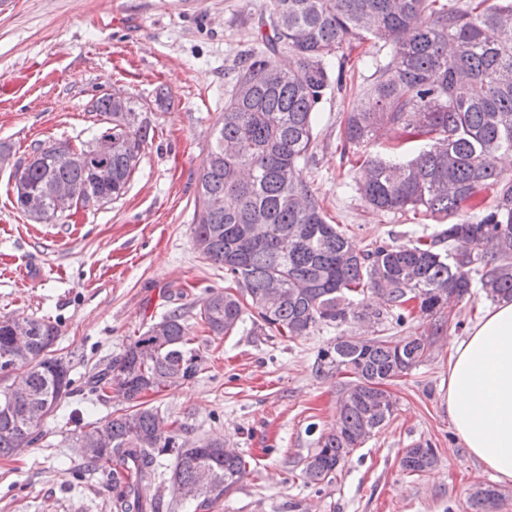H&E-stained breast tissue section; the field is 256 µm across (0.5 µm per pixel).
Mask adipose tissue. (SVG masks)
<instances>
[{
    "instance_id": "adipose-tissue-1",
    "label": "adipose tissue",
    "mask_w": 512,
    "mask_h": 512,
    "mask_svg": "<svg viewBox=\"0 0 512 512\" xmlns=\"http://www.w3.org/2000/svg\"><path fill=\"white\" fill-rule=\"evenodd\" d=\"M448 414L468 453L512 484V302L490 305L455 348Z\"/></svg>"
}]
</instances>
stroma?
Returning <instances> with one entry per match:
<instances>
[{
  "label": "stroma",
  "instance_id": "stroma-1",
  "mask_svg": "<svg viewBox=\"0 0 512 512\" xmlns=\"http://www.w3.org/2000/svg\"><path fill=\"white\" fill-rule=\"evenodd\" d=\"M268 0H0V84L25 85L0 101V143L15 160L34 146L88 140L101 122L92 102L119 89L148 107L154 136L121 199L36 224L18 209L11 169L0 171V315L49 319L53 345L72 385L29 447L0 458V512H111L112 481L77 444L86 426L127 412L121 397L95 400L88 375L120 354L151 319L184 307L203 357L199 374L145 396L180 440L221 439L246 456V475L211 512H472L470 495L493 477L455 433L446 401L451 346L488 306L481 292L453 303L463 323H446L429 355L396 378L390 420L349 455L330 483L304 484L301 471L320 434L336 422L345 373L317 370L321 347L357 335L360 316L382 309L366 294L343 328L290 339L240 325L208 332L196 314L224 272L193 245L196 184L212 126L224 108V71L248 48V22ZM354 88L331 96L316 128L305 175L330 223L367 247L405 243L446 228L445 219L373 210L357 184L361 167L336 148L343 113L363 103L368 75L351 61ZM167 88L164 109L153 106ZM430 442L440 461L419 476L404 472L406 448Z\"/></svg>",
  "mask_w": 512,
  "mask_h": 512
}]
</instances>
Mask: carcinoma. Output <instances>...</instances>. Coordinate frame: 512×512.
<instances>
[{"label":"carcinoma","mask_w":512,"mask_h":512,"mask_svg":"<svg viewBox=\"0 0 512 512\" xmlns=\"http://www.w3.org/2000/svg\"><path fill=\"white\" fill-rule=\"evenodd\" d=\"M255 47L231 64L224 111L213 126L206 164L197 180L193 241L206 259L224 269L240 293L210 290L197 316L215 336L232 333L245 320L260 330L294 339L325 325L341 327L353 302L369 291L387 304L374 314L396 326L411 324L409 302L437 315L478 286L492 302L512 300V180L502 177L496 158L512 155V0H269L251 25ZM377 39L385 54L362 53L370 71L365 104L340 126L343 151L365 165L361 197L384 212H418L456 219L435 236L410 243L375 240L361 250L327 221L304 170L317 147L315 133L327 95L347 91L333 59L344 50ZM288 55L292 63L280 65ZM91 111L112 119V186L93 177L94 162L72 157L69 142L41 144L26 164L18 207L35 223L55 220L44 193L64 184L107 202L122 198L139 167L152 126L133 96L113 91ZM393 133L384 150L359 157L362 147ZM493 190L492 205L467 215L478 192ZM185 311H167L134 336L123 351L89 379L106 401L114 392L132 411L113 415L77 438L83 444L106 432L112 446L89 456L112 470V512H155L150 493L162 458L175 456L170 481L179 494L207 472L199 492L205 510L236 486L249 461L217 440L180 442L165 433L157 410L141 402L189 380L202 357L190 346ZM29 359L24 392L0 398V456L25 440L27 424L56 411L68 394L69 363L53 355L58 329L30 318ZM431 345L423 336L341 335L318 352L327 372L346 373L335 427L319 436L302 470L304 482H329L338 461L390 420L395 401L387 385L419 365ZM439 457L428 441L406 449L401 468L419 475ZM502 495L493 485L471 495L473 512H492Z\"/></svg>","instance_id":"cac0c4a2"}]
</instances>
